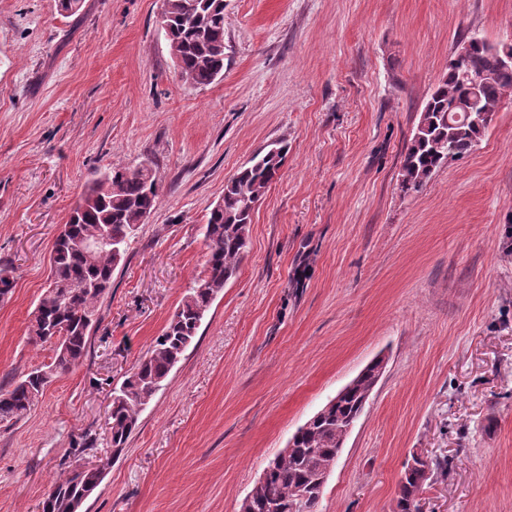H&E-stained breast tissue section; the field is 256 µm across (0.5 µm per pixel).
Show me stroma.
I'll return each mask as SVG.
<instances>
[{
    "mask_svg": "<svg viewBox=\"0 0 512 512\" xmlns=\"http://www.w3.org/2000/svg\"><path fill=\"white\" fill-rule=\"evenodd\" d=\"M161 0H0V386L55 359L29 333L53 240L95 173L151 163L87 353L0 422V512H40L109 456L112 389L205 276V216L269 143L283 177L247 255L82 512H240L295 429L386 367L320 512H392L404 461H446L421 512H512V94L420 191L401 153L457 43L512 41V0H226L224 76L183 84Z\"/></svg>",
    "mask_w": 512,
    "mask_h": 512,
    "instance_id": "obj_1",
    "label": "stroma"
}]
</instances>
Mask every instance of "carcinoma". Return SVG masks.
Returning <instances> with one entry per match:
<instances>
[{
  "label": "carcinoma",
  "instance_id": "carcinoma-1",
  "mask_svg": "<svg viewBox=\"0 0 512 512\" xmlns=\"http://www.w3.org/2000/svg\"><path fill=\"white\" fill-rule=\"evenodd\" d=\"M170 55L182 80L193 87L212 84L224 76V0H169L164 21ZM465 61L450 59L448 72L430 94L421 125L406 145L401 187L421 189L448 157L470 153L482 140L505 93L512 89V64L503 61V44L471 36ZM486 76L478 88L467 72ZM287 145L275 142L224 182L218 207L203 225L207 253L206 275L189 290L161 334L112 391L107 426L112 457L119 456L137 427L139 414L197 336L215 297L235 277L245 257L253 212L252 198L262 197L281 177ZM156 173L143 165L114 167L91 179L79 203L56 237L51 279L30 324V335L56 346L48 369L37 368L24 379L0 386V421L22 418L38 401L50 379L83 359L91 331L98 323L100 298L112 287V275L124 258L140 224L156 208ZM103 226L120 239V251L89 255L79 243ZM378 380L377 365L368 364L353 387L329 400L288 439V447L264 468L243 500L240 512H319L322 490L313 487L321 471L336 462L350 422L358 419ZM428 480L426 469L402 471L393 512H419V494ZM100 484L96 470L75 467L57 480L41 503V512H71L74 500ZM305 489L304 499L297 492Z\"/></svg>",
  "mask_w": 512,
  "mask_h": 512
}]
</instances>
